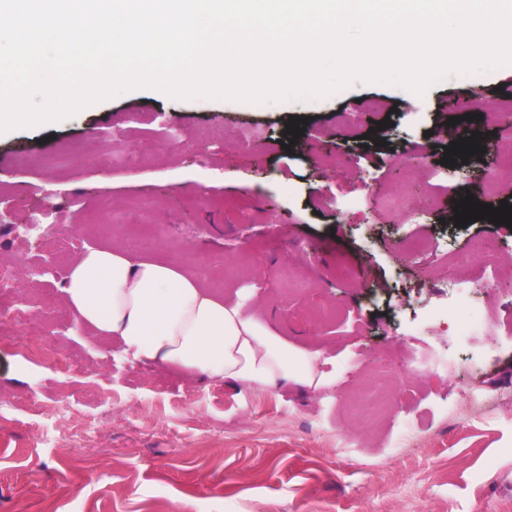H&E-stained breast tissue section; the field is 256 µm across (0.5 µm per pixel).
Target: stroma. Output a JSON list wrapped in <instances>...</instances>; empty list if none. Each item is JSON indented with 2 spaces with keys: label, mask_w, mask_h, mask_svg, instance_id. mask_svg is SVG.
Here are the masks:
<instances>
[{
  "label": "stroma",
  "mask_w": 512,
  "mask_h": 512,
  "mask_svg": "<svg viewBox=\"0 0 512 512\" xmlns=\"http://www.w3.org/2000/svg\"><path fill=\"white\" fill-rule=\"evenodd\" d=\"M466 89L476 112L511 106L512 65L420 96L357 82L253 105L137 89L0 135V269L31 310L20 326L0 312V512H512V273L474 295V333L446 289L454 255L487 266L475 241L512 252L510 227L447 220L466 194L512 195L482 191L512 156L494 125L477 127L481 158L441 162ZM411 236L440 247L413 261ZM101 244L196 273L331 385L258 391L89 336L59 278ZM18 331L80 366L19 355ZM471 395L489 411L459 417Z\"/></svg>",
  "instance_id": "obj_1"
}]
</instances>
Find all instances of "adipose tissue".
<instances>
[{
	"label": "adipose tissue",
	"mask_w": 512,
	"mask_h": 512,
	"mask_svg": "<svg viewBox=\"0 0 512 512\" xmlns=\"http://www.w3.org/2000/svg\"><path fill=\"white\" fill-rule=\"evenodd\" d=\"M62 291L93 335L118 338L134 360L260 391L294 378L313 391L330 384L313 363L296 369L285 339L187 270L100 246L71 265Z\"/></svg>",
	"instance_id": "obj_1"
}]
</instances>
